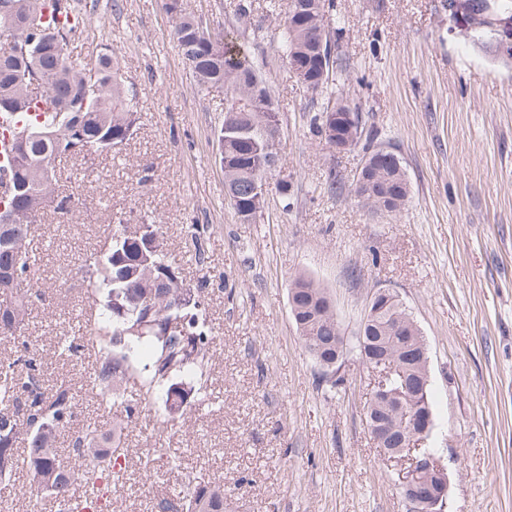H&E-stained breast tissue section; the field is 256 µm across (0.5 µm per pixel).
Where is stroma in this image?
<instances>
[{"instance_id":"35a3bbf8","label":"stroma","mask_w":512,"mask_h":512,"mask_svg":"<svg viewBox=\"0 0 512 512\" xmlns=\"http://www.w3.org/2000/svg\"><path fill=\"white\" fill-rule=\"evenodd\" d=\"M238 2L184 6L258 60L278 108L277 162L250 223L235 215L217 159L224 96L197 87L162 0L79 4L88 20L77 51H115L140 125L121 150L68 162L74 217L34 226L44 298L24 335L44 386L72 385L77 416L62 454L78 431L114 418L82 379L94 349L56 351L85 306L78 266L119 223L154 218L182 277L202 288L211 403L162 431L143 407L125 435L131 454L111 512H154L158 494L203 481L223 483L225 512H410L401 463L366 426L370 371L351 361L330 387L296 332L288 291L299 274L326 288L349 337L378 290L398 296L428 344L426 446L448 474L444 512H512V58L465 39L447 0H330L335 64L315 94L279 49L291 0H252L246 17ZM341 99L361 114L363 143L339 153L314 117ZM370 146L393 150L406 171L410 195L396 212L354 193ZM0 505L56 512L32 497L21 467L0 479Z\"/></svg>"}]
</instances>
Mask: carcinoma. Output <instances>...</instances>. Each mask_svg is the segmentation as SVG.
I'll list each match as a JSON object with an SVG mask.
<instances>
[{
    "label": "carcinoma",
    "instance_id": "1",
    "mask_svg": "<svg viewBox=\"0 0 512 512\" xmlns=\"http://www.w3.org/2000/svg\"><path fill=\"white\" fill-rule=\"evenodd\" d=\"M469 0H448L453 19L472 37L485 29L473 26L465 9ZM164 10L173 21L172 38L196 84L206 90L224 87V95L272 99L254 58L239 57L240 50L187 13L183 0H164ZM74 13V20L45 19L49 10ZM69 0H0V35L11 30L14 43L0 38V113L17 112L23 125L13 132L15 154L9 162V185L0 203L17 214L14 224L0 225V260L13 255L10 298L18 319L16 327H1L0 339L20 342L18 355L0 362V478L9 476L18 464L26 466L31 487L56 505L58 512H76L74 484L92 495L89 507L104 512L112 492V468L128 456L123 431L143 404H156V421L166 427L184 408L199 401L207 382V366L213 340L201 310L199 289L184 282L163 243L161 225L146 220L124 224L103 246L82 260L80 271L88 279L94 320H79L73 334L59 338L62 357H72L81 348L80 331L93 326L99 346L89 384L102 405L120 408L121 419L112 421V447L97 446L98 430H90L73 442L78 465L59 460L57 439L75 417V397L67 383L46 391L38 384L40 363L26 341L20 340L34 299L32 271L36 258L30 245L32 223L27 212L42 216L50 210L66 220L73 212V196L60 189L62 165L85 158L91 150L121 149L137 131L139 113L134 93L126 86L115 53L104 48L82 55L71 48L72 38L84 19ZM283 52L295 60L296 80L315 84L321 94L320 51L311 45L304 30L283 23ZM220 157L228 160L224 183L234 188L237 206L252 201L255 179H265L272 165L262 162L269 121L265 113L224 114V127L217 131ZM373 195L366 201L379 207L386 198L397 211L407 201L409 181L402 165L372 174ZM302 319L299 336L315 363L327 369L340 324L335 312L325 307L326 289L300 274L291 284ZM398 311L393 305L365 328L360 351L372 347L394 352L411 341L403 326L391 334ZM156 512H224V486L198 483L190 495L163 494L156 499Z\"/></svg>",
    "mask_w": 512,
    "mask_h": 512
}]
</instances>
